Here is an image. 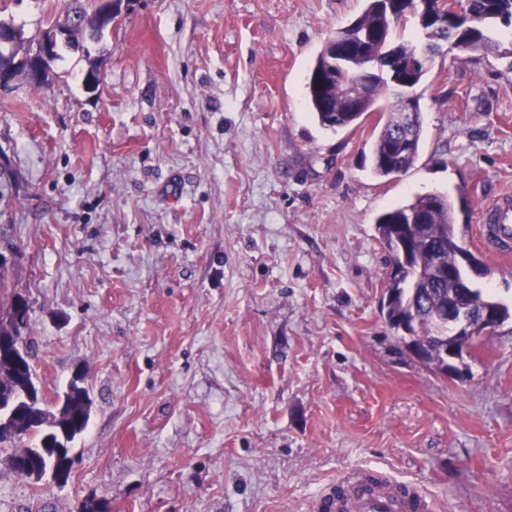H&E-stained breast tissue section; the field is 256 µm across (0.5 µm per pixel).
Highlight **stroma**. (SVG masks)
Here are the masks:
<instances>
[{
    "label": "stroma",
    "instance_id": "35a3bbf8",
    "mask_svg": "<svg viewBox=\"0 0 512 512\" xmlns=\"http://www.w3.org/2000/svg\"><path fill=\"white\" fill-rule=\"evenodd\" d=\"M364 0H134L46 88L0 90V247L29 298L47 397L82 372L88 427L62 487L0 452V512H319L342 473L423 488L436 512H512V318L446 377L385 320L377 217L435 191L482 241L512 191V62L446 48L419 88L415 165L368 172L379 115L324 129L306 81ZM64 0H0L34 35ZM101 93L82 86L90 64Z\"/></svg>",
    "mask_w": 512,
    "mask_h": 512
}]
</instances>
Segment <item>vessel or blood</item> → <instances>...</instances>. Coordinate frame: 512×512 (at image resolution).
<instances>
[{
	"label": "vessel or blood",
	"mask_w": 512,
	"mask_h": 512,
	"mask_svg": "<svg viewBox=\"0 0 512 512\" xmlns=\"http://www.w3.org/2000/svg\"><path fill=\"white\" fill-rule=\"evenodd\" d=\"M495 255L512 256V195L500 194L485 207ZM343 495L326 492L323 512H433L432 501L419 488L378 477L374 470H352L338 480Z\"/></svg>",
	"instance_id": "b4317fda"
}]
</instances>
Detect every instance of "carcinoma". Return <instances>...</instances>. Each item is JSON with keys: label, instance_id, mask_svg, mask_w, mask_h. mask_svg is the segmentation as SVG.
<instances>
[{"label": "carcinoma", "instance_id": "obj_1", "mask_svg": "<svg viewBox=\"0 0 512 512\" xmlns=\"http://www.w3.org/2000/svg\"><path fill=\"white\" fill-rule=\"evenodd\" d=\"M412 15L391 18L380 8V0H366L362 14L348 25L336 30L319 51L310 69L306 83L307 105L320 124L338 129L356 124L370 112L380 113L382 123L375 125L369 155V168L373 176L391 179L407 172L416 162L422 137L421 115H416L414 125L401 128L395 117L394 103L400 96L399 84L412 87L422 83L431 70L434 56L440 53L442 44L449 43L462 52H487L498 49L491 31L505 27L512 29V0H468L471 19H448L445 27L428 31L433 26L430 13L419 14L417 2ZM416 21L425 33L430 54L416 72L408 70L416 44L401 40V32L409 19ZM98 39L101 32L94 26V2L92 0H68L64 18L52 19L34 36L26 37L22 30H15L9 55L16 59L20 52L31 51L34 44L54 40L53 60L60 59V47L68 50L82 49L81 40ZM391 38L401 41L388 59L374 74L370 95L353 107L343 82V70L349 60L341 51L350 48L371 60L381 51L378 39ZM379 241L394 261L397 272L388 277L386 288L392 298L386 321H403L412 312L420 316L418 324L408 326L413 340L418 342L435 339L428 321L429 311L447 303L451 289L459 280L467 278L466 265L474 264L487 271L484 264L462 247L453 224V203L441 192L415 197L406 204L397 205L381 214L376 220ZM398 239L411 243L406 263L398 257ZM457 269L458 279H440L435 276L437 263ZM10 275L0 274V329L7 331L13 326L14 300L17 295L9 292Z\"/></svg>", "mask_w": 512, "mask_h": 512}]
</instances>
